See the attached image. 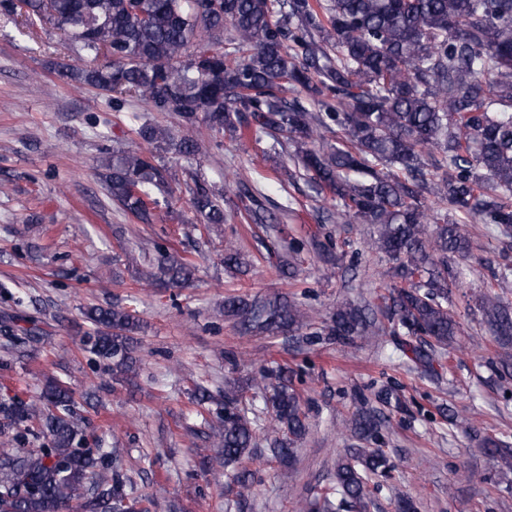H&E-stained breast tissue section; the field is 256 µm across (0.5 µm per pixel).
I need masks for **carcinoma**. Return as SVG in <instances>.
<instances>
[{"label": "carcinoma", "mask_w": 512, "mask_h": 512, "mask_svg": "<svg viewBox=\"0 0 512 512\" xmlns=\"http://www.w3.org/2000/svg\"><path fill=\"white\" fill-rule=\"evenodd\" d=\"M0 12L28 28L59 29L81 61L60 64L59 74L112 94V111L136 96L178 119L176 133L132 126L143 146L115 151L106 162L108 193L137 219L150 221L160 205L156 193L180 182L157 152L191 161L194 132L204 124L234 140L270 138L292 149L291 177L309 181L343 223L372 227L356 249L320 230L292 239L288 249L312 251L332 268L346 247L356 260L376 255L386 270L375 305L346 298L316 323L296 301L305 290L231 293L224 319L245 333L309 346L376 338L402 352L408 371L424 374L454 349L459 323L451 297L462 272L448 255L470 249L460 224L512 238V0H0ZM239 197L241 219L267 224L259 196L246 190ZM190 204L199 232L227 223L224 205L205 185L195 183ZM223 262L239 275L254 267L233 245ZM196 266L158 245L140 280L185 288ZM494 280L479 311L506 374L512 302L496 289L512 283V261ZM84 317L91 326L85 349L112 363L115 380L135 376L141 324L132 310L91 306ZM294 377L286 367L263 366L246 387L224 391L218 423L201 417L224 465H242L234 474L239 508L255 476L244 463L258 455L282 466L296 462L311 409ZM75 408L59 380L34 399L0 400V512H152L155 499L135 493L121 450L106 452L89 438ZM342 427L377 444L386 418L362 398ZM487 452L512 469L508 441L488 439ZM392 469L382 449L352 447L303 510L368 512Z\"/></svg>", "instance_id": "obj_1"}]
</instances>
